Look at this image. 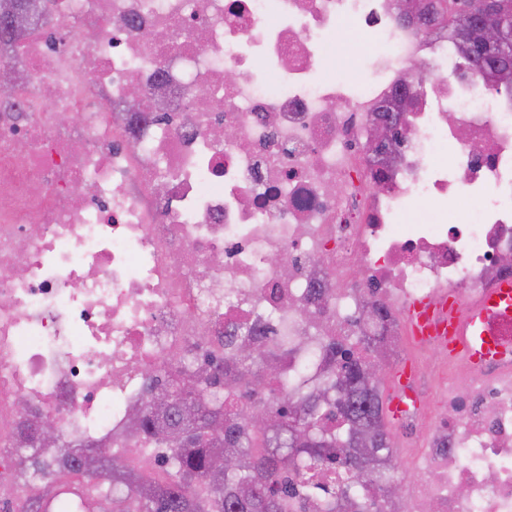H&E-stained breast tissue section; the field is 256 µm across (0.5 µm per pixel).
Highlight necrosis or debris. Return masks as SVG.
<instances>
[{"instance_id":"necrosis-or-debris-1","label":"necrosis or debris","mask_w":512,"mask_h":512,"mask_svg":"<svg viewBox=\"0 0 512 512\" xmlns=\"http://www.w3.org/2000/svg\"><path fill=\"white\" fill-rule=\"evenodd\" d=\"M348 40L367 49L356 80L336 62ZM0 69L16 87L0 113V512L95 497L31 475L17 448L41 417L64 446L160 470L132 414L223 368L233 329L297 345L280 373L313 378L318 337L375 304L387 367L410 304L512 282V84L486 86L400 0H42ZM404 91L398 159L367 156L376 109ZM417 351L448 412L397 394L422 446L383 512H512V355L475 369Z\"/></svg>"}]
</instances>
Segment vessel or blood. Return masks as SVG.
Returning <instances> with one entry per match:
<instances>
[{"mask_svg": "<svg viewBox=\"0 0 512 512\" xmlns=\"http://www.w3.org/2000/svg\"><path fill=\"white\" fill-rule=\"evenodd\" d=\"M491 313L512 323V282L487 291L478 305L466 310L448 297L437 311L415 303L407 315L414 335L436 336L449 358L463 355L473 362H489L495 360L499 344L488 331L487 316Z\"/></svg>", "mask_w": 512, "mask_h": 512, "instance_id": "vessel-or-blood-1", "label": "vessel or blood"}]
</instances>
